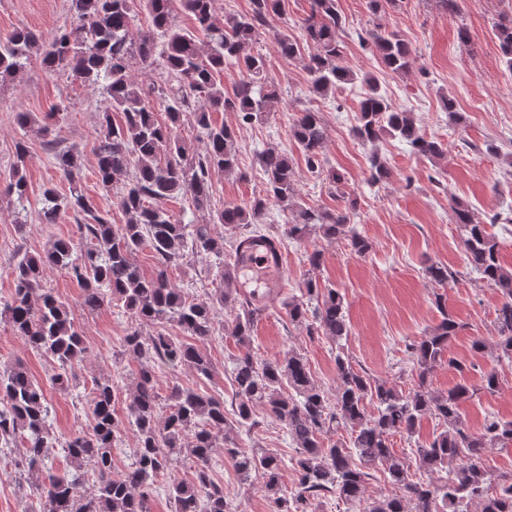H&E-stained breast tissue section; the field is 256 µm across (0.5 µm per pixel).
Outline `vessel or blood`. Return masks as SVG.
<instances>
[{
  "label": "vessel or blood",
  "instance_id": "b4317fda",
  "mask_svg": "<svg viewBox=\"0 0 512 512\" xmlns=\"http://www.w3.org/2000/svg\"><path fill=\"white\" fill-rule=\"evenodd\" d=\"M242 296L273 305L285 288V253L271 239L247 236L235 258Z\"/></svg>",
  "mask_w": 512,
  "mask_h": 512
}]
</instances>
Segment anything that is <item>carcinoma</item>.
I'll return each mask as SVG.
<instances>
[{
    "label": "carcinoma",
    "instance_id": "obj_1",
    "mask_svg": "<svg viewBox=\"0 0 512 512\" xmlns=\"http://www.w3.org/2000/svg\"><path fill=\"white\" fill-rule=\"evenodd\" d=\"M77 26L57 31L50 39L31 29L14 31L0 39V80L20 73L32 56L41 58L50 72L71 71L91 85H98L112 110L100 116V132L93 145L102 187L110 189L117 177L131 174L117 197L127 222L116 225L101 215L79 185L80 155L73 149L55 153L58 169L70 184V196L60 198L53 188L44 191L41 220L57 223L71 213L83 221L80 240L55 238L37 255H25L11 268L14 292L0 306V320L32 350L54 360L52 380L69 385L73 370L83 359L86 347L69 307L44 286L50 269L65 272L80 283L82 307L94 312L118 301L139 323H175L192 343L163 333L144 336L129 331L123 352L138 365L134 387L126 398L124 419L115 410L117 394L112 381L95 382L89 404L90 430H78L56 438L50 430L48 405L43 388L34 382L20 361L0 370V442L12 445L17 454L14 473L38 479L33 492L43 501L42 512H149L147 501L155 478L169 474L168 492L175 512H232L224 486L211 476V459L218 437L224 439L239 477L262 479L270 512H319L324 500L334 496L361 505V512H461L471 500L482 512H512V473L495 475L483 465L493 450L512 448V421L496 416L485 418L482 430L471 433L462 420L461 405L482 391H499L496 371L482 377L478 387L458 384L446 393H434L428 376L443 362L457 335L459 324L448 311L429 335L406 344L415 362L418 382L407 391L398 385L371 377L347 358L336 356V393H328L312 377L307 359L292 350L282 359L260 361L247 351L257 317L263 309L242 299L230 288H217L206 300H190L171 285L167 268L190 252L196 256L224 257V237L214 234L213 224L236 229L262 224L275 203L295 213L288 236L301 241L319 235L329 242L343 236L350 250L363 256L369 241L349 227L347 211L306 207L296 201L297 175L288 154L269 146L257 156L265 176L263 192L246 202L226 204L210 215L208 224H183L163 208L178 195L191 197L194 206L209 205L213 194L212 173L221 171L240 179L237 147L239 129L268 119L278 103L275 86L266 82V58L252 51L264 37L273 39L283 57L300 55L299 43L286 30L272 25L282 14L281 0H250V12L215 17L216 0H69ZM145 7L151 17L150 30L137 40L130 38L135 8ZM304 19L305 41L314 48L304 59L311 91L325 96L342 84L357 79L364 86L363 98L353 126L354 136L373 145L388 135L430 160L447 154V145L425 135L415 116L401 110L382 93L376 77L357 74L339 64L342 43L338 32L342 16L337 0H309ZM193 15L210 33V45L202 48L196 36L175 23L177 10ZM495 36L506 68L512 71V18L501 17L494 25ZM359 40L374 48L384 68L403 75L413 55L394 31L375 25L359 34ZM163 59L166 79L160 85L144 86L131 76V63L149 69L155 55ZM226 67L238 68L241 78L229 94L217 76ZM202 102L194 110L195 122L205 134L204 150L190 159L177 134L180 119L190 102ZM168 115V123L155 117V103ZM123 120L112 123L111 111ZM233 112L237 125H214L210 113ZM290 137L311 173L324 169L326 130L321 113L305 109L294 115ZM28 147L16 143L8 194L23 209L26 195L25 167ZM370 182L391 176L378 154L369 158ZM452 220L462 231L461 243L468 267L501 295L495 310L496 336H476L471 348L498 363H512V269L502 265L500 240L485 230L470 210L452 208ZM152 249L158 272L145 276L134 262L143 247ZM429 279L440 285L457 277L444 264L426 268ZM291 322L318 336L340 339L348 335L345 296L335 288L322 290L308 283L306 298L284 302ZM235 312L231 335L244 352L234 361V418H229L224 401L190 389L174 386L160 405L157 392L159 365L187 367L210 377L213 363L203 350L217 331V309ZM456 365V364H454ZM462 369L461 365H456ZM373 410H368V407ZM284 425L296 448L293 487L283 483L282 462L269 451L240 449L236 436L255 425L256 409ZM444 425L438 435L425 441L415 439L424 417ZM137 434L133 467L117 477L112 472V448L124 426ZM346 430L350 440L329 441L328 433ZM396 435L414 440V460L392 450ZM60 444L73 474L58 476L48 465L50 448ZM195 463L189 480L172 476L177 464ZM94 481L85 488L84 467ZM383 467L397 493L374 499L367 495L370 469Z\"/></svg>",
    "mask_w": 512,
    "mask_h": 512
}]
</instances>
